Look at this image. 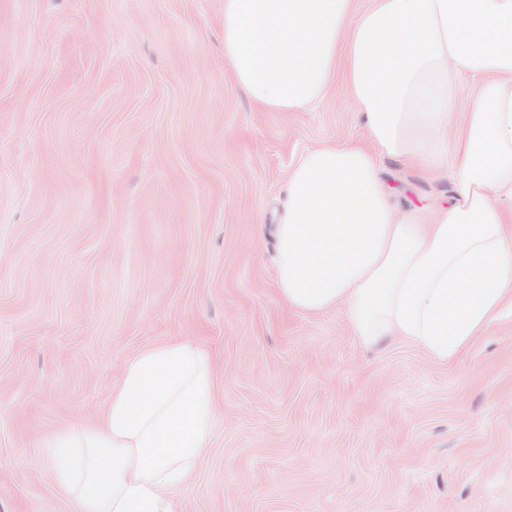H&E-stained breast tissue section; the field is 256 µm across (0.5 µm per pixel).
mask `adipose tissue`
Masks as SVG:
<instances>
[{
	"label": "adipose tissue",
	"mask_w": 512,
	"mask_h": 512,
	"mask_svg": "<svg viewBox=\"0 0 512 512\" xmlns=\"http://www.w3.org/2000/svg\"><path fill=\"white\" fill-rule=\"evenodd\" d=\"M224 64L266 112L343 77L372 143L315 147L289 171L285 304L342 308L362 345L399 337L443 363L512 308V0H224ZM382 157L451 162L450 206L399 210Z\"/></svg>",
	"instance_id": "adipose-tissue-1"
}]
</instances>
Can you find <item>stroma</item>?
<instances>
[{
    "instance_id": "1",
    "label": "stroma",
    "mask_w": 512,
    "mask_h": 512,
    "mask_svg": "<svg viewBox=\"0 0 512 512\" xmlns=\"http://www.w3.org/2000/svg\"><path fill=\"white\" fill-rule=\"evenodd\" d=\"M224 0H0V512H71L45 438L92 421L139 349L223 369L183 512H512V318L457 360L364 348L286 308L269 234L289 170L365 142L343 81L261 112L224 65ZM399 209L448 170L382 161Z\"/></svg>"
}]
</instances>
